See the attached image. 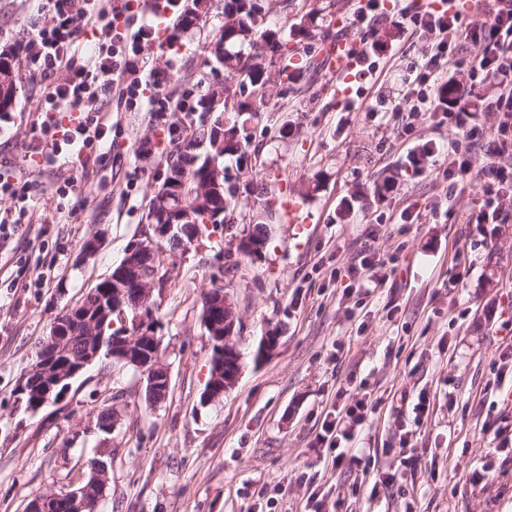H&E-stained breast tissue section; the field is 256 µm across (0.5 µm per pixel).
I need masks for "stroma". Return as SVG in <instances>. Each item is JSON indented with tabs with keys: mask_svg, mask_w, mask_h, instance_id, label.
Segmentation results:
<instances>
[{
	"mask_svg": "<svg viewBox=\"0 0 512 512\" xmlns=\"http://www.w3.org/2000/svg\"><path fill=\"white\" fill-rule=\"evenodd\" d=\"M46 5L0 0V50L18 49ZM357 7V0H274L271 18L282 31L313 9L342 25L319 22L302 37L310 69L274 85L249 121L251 165L225 229L187 250L160 245L164 286L153 293L154 330L170 387L155 408L145 402V376L108 359L34 413L16 387L56 316L150 232L166 157L186 144L189 125H173L167 112L119 111L107 96L102 109L117 124L91 172L34 174L24 224L0 239V512H24L37 495L78 487L96 459L109 466L100 512H305L314 482L322 512H512V453L495 451L483 430H512V403L502 402L512 384L497 379L512 372L497 353L512 336V223L464 221L482 200L485 158L461 194L448 191L445 155L411 164L412 152L448 135L425 114L413 134L403 131L411 108L403 79L433 39L383 16L357 28ZM223 11L224 0H214L198 27L179 35L172 17L159 14L161 37L174 42L145 47L141 75H161L174 98L195 100L223 84L202 49ZM342 35L378 49L364 57L360 80L341 102L320 50ZM42 91L39 76L23 73L0 110L2 174L38 144ZM67 178L73 186L56 196ZM285 196L311 213L304 233L280 217L266 221L261 201L275 206ZM262 221L264 256L238 255L234 237ZM92 239L98 249L83 257ZM370 247L394 266L395 287L343 296L337 273ZM215 285L234 295V341L245 367L222 401L205 405L212 345L202 295ZM268 334L277 336L276 349L254 361ZM340 388L347 400L365 398L376 409L356 439L360 463L332 471L310 443ZM421 391L429 415L411 447H400L399 424L413 414L397 416L392 399ZM107 407L118 415L115 430L87 432ZM377 469L398 473L397 483L372 492L369 474Z\"/></svg>",
	"mask_w": 512,
	"mask_h": 512,
	"instance_id": "stroma-1",
	"label": "stroma"
}]
</instances>
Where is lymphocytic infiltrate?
Here are the masks:
<instances>
[{"label":"lymphocytic infiltrate","instance_id":"1","mask_svg":"<svg viewBox=\"0 0 512 512\" xmlns=\"http://www.w3.org/2000/svg\"><path fill=\"white\" fill-rule=\"evenodd\" d=\"M490 9L484 18L465 19L451 7L441 9L417 4L414 13H401L398 25L404 30L425 31L434 43L425 55L409 94L435 110L438 126L448 130V178L454 189H464L475 168L477 154H484V198L467 218L471 224L512 222V169L496 166L495 158L512 154V137L489 136L467 108H442L434 94L442 86L448 66L466 67L471 81L493 85V94L478 104L484 112L512 113V0H487ZM43 20L36 24L17 54L20 68L41 77L43 101L33 123L39 134L35 154L24 158L22 169L11 175L0 173V195L19 201L12 218H0V235L11 224L24 223L25 200L30 178L37 169L58 165L87 168L94 151L105 140L110 125L98 103L101 97L117 94L127 111L141 106L163 111L168 99L161 89L145 91L138 77V58L146 43L155 39L150 24L131 29L130 17L106 7L105 0H49ZM94 25L96 50L81 58L78 21ZM480 45L481 52L470 59L459 58L458 46ZM372 404L360 399L328 411L315 447H326L324 463L332 468L359 461L361 451L353 442L361 431Z\"/></svg>","mask_w":512,"mask_h":512}]
</instances>
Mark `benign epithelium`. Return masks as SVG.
<instances>
[{
    "label": "benign epithelium",
    "instance_id": "7a95c632",
    "mask_svg": "<svg viewBox=\"0 0 512 512\" xmlns=\"http://www.w3.org/2000/svg\"><path fill=\"white\" fill-rule=\"evenodd\" d=\"M164 222L153 225L154 234L133 242L126 251L121 266L114 276L108 277L107 283L112 296L114 312H120L117 301L131 288L152 297L159 287L157 279L143 272L140 260L144 252L154 248L161 240L174 238L179 247L186 250L196 242L195 228L192 224L193 214L188 210L178 212L169 219L162 215ZM267 238H256L245 233L237 238L238 253L247 252L252 257L263 253ZM238 313L234 298L229 293H218L212 301V309L206 313L204 325L211 340L218 345L217 356L221 358L209 379L204 391L203 401L212 403L231 391L237 384L242 368V355L232 342L235 335ZM70 337L68 319L58 316L52 322L49 334L43 338L45 362L48 378L39 387L40 405L61 400L71 387V380L76 378L88 365L92 364L99 351L88 354L83 359H74L68 352L67 342ZM112 360L133 366L147 377V395L158 390L168 391L170 378L167 368L161 361L158 337L154 335L151 314L146 310L135 311L133 331L117 333L112 337ZM88 489L82 488L68 496V512H87Z\"/></svg>",
    "mask_w": 512,
    "mask_h": 512
}]
</instances>
